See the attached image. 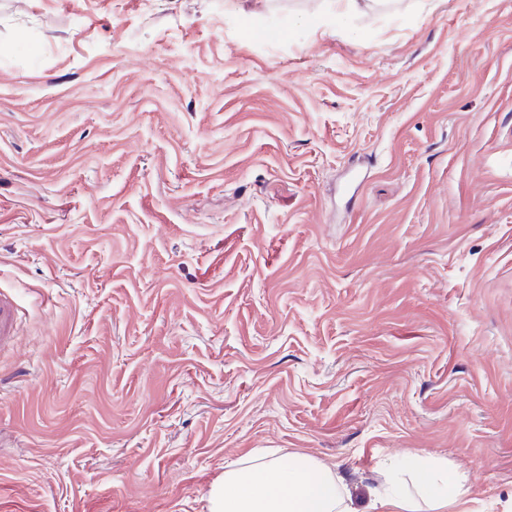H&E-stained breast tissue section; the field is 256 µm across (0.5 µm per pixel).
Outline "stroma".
Masks as SVG:
<instances>
[{
	"label": "stroma",
	"mask_w": 512,
	"mask_h": 512,
	"mask_svg": "<svg viewBox=\"0 0 512 512\" xmlns=\"http://www.w3.org/2000/svg\"><path fill=\"white\" fill-rule=\"evenodd\" d=\"M329 11L0 0V512H209L259 450L505 512L512 0ZM19 336L17 309L13 297L0 290V352L14 347Z\"/></svg>",
	"instance_id": "obj_1"
}]
</instances>
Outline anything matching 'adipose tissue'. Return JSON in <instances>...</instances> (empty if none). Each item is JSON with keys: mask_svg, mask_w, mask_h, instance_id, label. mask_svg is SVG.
<instances>
[{"mask_svg": "<svg viewBox=\"0 0 512 512\" xmlns=\"http://www.w3.org/2000/svg\"><path fill=\"white\" fill-rule=\"evenodd\" d=\"M415 497L398 489L379 494L372 512H454L468 493L462 473L420 463L412 470ZM210 512H354L333 469L304 456L261 452L228 465L210 496Z\"/></svg>", "mask_w": 512, "mask_h": 512, "instance_id": "ef3b65f1", "label": "adipose tissue"}]
</instances>
